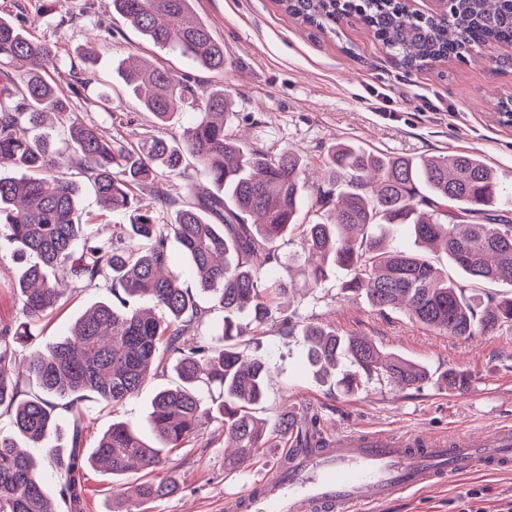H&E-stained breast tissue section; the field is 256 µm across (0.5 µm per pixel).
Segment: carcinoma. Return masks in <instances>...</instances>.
Returning a JSON list of instances; mask_svg holds the SVG:
<instances>
[{
    "mask_svg": "<svg viewBox=\"0 0 512 512\" xmlns=\"http://www.w3.org/2000/svg\"><path fill=\"white\" fill-rule=\"evenodd\" d=\"M279 2L321 30L358 17L409 71L467 55L474 59L475 48L485 43L512 45V0H443L431 15L409 10L403 0ZM112 10L155 45L209 70H224V43L198 16L193 0H112ZM94 51L90 46L65 63L52 44L0 16V160L21 171L18 178L0 177V244L13 246L25 262L16 284L24 321L0 330V409L9 413L12 431L0 430V512H56L39 464L17 438L45 447L57 430V397L68 399L71 447L48 448L47 460L68 512H84L86 469L99 467L114 476L134 468L160 470L216 418L235 442L230 464L241 466L257 456L264 431L253 409L265 397L270 367L245 357L241 317L258 327L271 318L288 292L287 282L273 275L278 267L297 271L314 288L342 271L344 297H362L378 310L402 305L427 329L450 336L467 338L512 323V295L483 305L430 257L439 247L470 281L512 285V220L492 214L502 182L482 156H391L338 142L323 161L326 186L309 191L302 155L248 147L225 132L231 102L223 90L203 92L136 61L125 65L124 76L145 111L163 123L185 109L197 118L169 138L135 145L104 136L94 122L70 124L69 149L82 154L80 173L88 175L102 206L130 213V223L112 226L110 239H95L79 213L82 186L63 175L67 159L44 131L48 115L66 118L74 111L73 98H81L89 83L86 64ZM63 63L77 75L71 97L47 80L48 71ZM166 172L187 181L188 201L181 204L164 191L158 177ZM199 177L219 193L199 190ZM144 191L153 196L151 208L139 205ZM305 206L327 213L326 221L298 223ZM393 226L407 227L417 249L389 247ZM296 227L304 258L285 262L280 241ZM172 239L193 266V288L176 273H164ZM57 269L89 285L112 281V300L91 306L70 336L33 351L10 377V344L29 341L31 327L65 294L51 276ZM200 291L212 294L224 311L212 336L204 330ZM141 299L159 314L141 313L133 306ZM301 333L319 375L336 369L340 356H350L352 369L336 376L347 393L373 379L403 388L428 379L423 366L399 356L384 359L365 337L341 336L329 325H305ZM166 365L180 384L153 398L155 443L144 441L133 424L115 421L94 447L84 448L83 402L92 396L105 406L122 405L152 370ZM30 380L42 395L18 400ZM309 422L304 434L294 417H283L278 435L300 439L304 450L323 447L318 414ZM176 491V477L167 475L136 484L134 500Z\"/></svg>",
    "mask_w": 512,
    "mask_h": 512,
    "instance_id": "obj_1",
    "label": "carcinoma"
}]
</instances>
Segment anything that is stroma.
I'll use <instances>...</instances> for the list:
<instances>
[{
	"instance_id": "stroma-1",
	"label": "stroma",
	"mask_w": 512,
	"mask_h": 512,
	"mask_svg": "<svg viewBox=\"0 0 512 512\" xmlns=\"http://www.w3.org/2000/svg\"><path fill=\"white\" fill-rule=\"evenodd\" d=\"M84 0H59L53 13H41L40 0H0V15L22 24L31 34L55 45L62 56L80 53L98 25L111 27V44L99 46L86 75L89 93L107 92L112 114L82 102L78 116L98 122L105 135L137 143L168 136L190 124L180 113L170 126L145 112L123 78L121 62L136 55L148 65L189 78L199 89H224L233 101L228 131L246 135L253 147L277 152L292 149L308 160L305 172L314 184L324 182L321 162L329 146L345 142L367 150L419 157L476 153L486 156L504 186L512 185V127L496 116L500 98L512 95V49L487 45L478 62L453 60L424 71L407 72L379 47L356 18L343 19L335 32L323 33L284 13L276 0H194L197 13L224 44L228 65L208 71L175 51L162 49L113 13L111 0H94L93 16L82 15ZM73 14L61 23L64 14ZM22 264L9 247L0 248V328L23 319L15 284ZM109 283L69 282L66 297L34 327L31 343L14 345L16 358L68 336L90 305L109 299ZM298 324H327L343 336L371 338L386 354L425 366L430 376L419 386L401 389L370 381L357 394L345 393L335 380L320 379L306 358L302 336L285 335L281 317ZM250 356L268 361L271 372L256 416L266 429L287 413L314 409L319 429L389 433L405 429L472 433L512 420V325L467 339L426 329L404 309L377 311L364 300L347 301L337 280L320 288L294 277L280 318L265 324ZM455 370L467 377L465 388L448 386ZM173 372L149 376L138 395L118 410L85 402L86 447H93L113 420L136 424L152 438L149 421L156 392L175 387ZM278 437L266 441L254 462L237 470L224 465V432L218 423L173 456L179 478L173 495L132 505L131 512H227L232 498L257 471L271 469ZM137 473L112 478L92 470L87 481V512H110L121 483L138 481ZM512 503V471L477 473L418 493L406 494L382 512H507Z\"/></svg>"
}]
</instances>
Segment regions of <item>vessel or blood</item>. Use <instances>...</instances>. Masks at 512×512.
Wrapping results in <instances>:
<instances>
[{
  "label": "vessel or blood",
  "instance_id": "obj_1",
  "mask_svg": "<svg viewBox=\"0 0 512 512\" xmlns=\"http://www.w3.org/2000/svg\"><path fill=\"white\" fill-rule=\"evenodd\" d=\"M324 448L283 449L276 468L237 494L233 512H368L403 494L475 472L512 470V424L480 435L336 432Z\"/></svg>",
  "mask_w": 512,
  "mask_h": 512
}]
</instances>
